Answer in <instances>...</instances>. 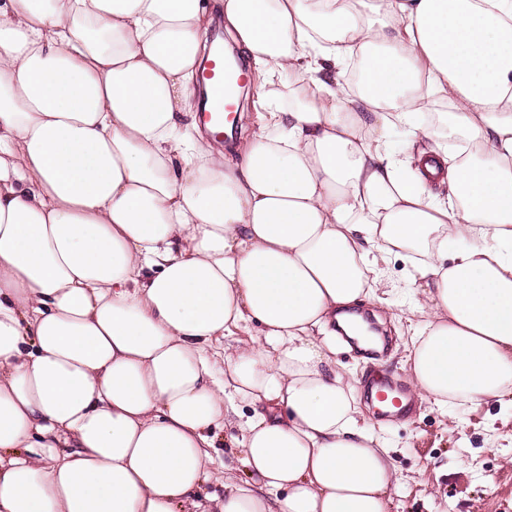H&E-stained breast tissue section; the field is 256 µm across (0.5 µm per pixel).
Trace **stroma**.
Masks as SVG:
<instances>
[{
	"mask_svg": "<svg viewBox=\"0 0 512 512\" xmlns=\"http://www.w3.org/2000/svg\"><path fill=\"white\" fill-rule=\"evenodd\" d=\"M385 269L395 284L386 293L387 306L365 301L356 310L365 317L382 312L379 333L389 341L387 351L380 362H365L358 347L340 342L336 359L356 377L377 369L404 386L413 335L406 306L413 291L403 285L409 265L393 257ZM365 415L388 440L392 463L401 477L388 512H512L511 408L482 402L449 414L421 399L415 416L408 420H386L372 407Z\"/></svg>",
	"mask_w": 512,
	"mask_h": 512,
	"instance_id": "obj_1",
	"label": "stroma"
}]
</instances>
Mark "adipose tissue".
Segmentation results:
<instances>
[{"mask_svg":"<svg viewBox=\"0 0 512 512\" xmlns=\"http://www.w3.org/2000/svg\"><path fill=\"white\" fill-rule=\"evenodd\" d=\"M217 11L295 79L232 158L194 115ZM392 256L413 388L504 403L512 0H0V512H387L331 326L367 341Z\"/></svg>","mask_w":512,"mask_h":512,"instance_id":"1","label":"adipose tissue"}]
</instances>
